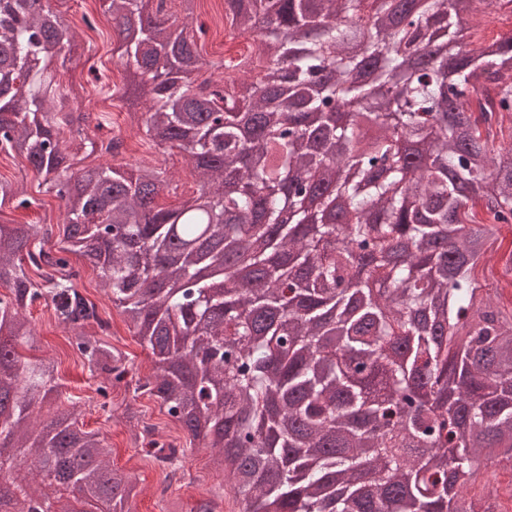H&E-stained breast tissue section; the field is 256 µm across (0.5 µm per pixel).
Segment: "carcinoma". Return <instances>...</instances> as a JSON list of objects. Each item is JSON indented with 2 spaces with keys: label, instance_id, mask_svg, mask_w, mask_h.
I'll return each instance as SVG.
<instances>
[{
  "label": "carcinoma",
  "instance_id": "carcinoma-1",
  "mask_svg": "<svg viewBox=\"0 0 512 512\" xmlns=\"http://www.w3.org/2000/svg\"><path fill=\"white\" fill-rule=\"evenodd\" d=\"M173 0H110L138 19L118 42L148 74L151 106L130 113L157 147L179 144L209 197L165 209L166 169L71 172L70 139L91 125L48 74L74 38L51 0H0V154L64 201L50 224H0V427L29 463L16 512L56 487L36 474L55 448L61 479L135 512V479L112 467L100 435L64 403L42 417L56 365L20 349L28 308L44 301L93 376L124 380L123 354L79 288L78 254L156 371L134 392L157 397L183 430L236 465L239 512H504L470 488L512 465V310L476 275L495 230L512 224V36L468 27L479 0H226L230 27L257 31L261 79L199 72L203 25L177 23ZM124 137L91 139L114 158ZM23 183L0 180V212L26 209ZM205 210L207 254L224 286L171 257L173 231ZM40 272L34 281L29 269ZM160 467L185 449L135 435Z\"/></svg>",
  "mask_w": 512,
  "mask_h": 512
}]
</instances>
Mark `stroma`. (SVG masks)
<instances>
[{
    "mask_svg": "<svg viewBox=\"0 0 512 512\" xmlns=\"http://www.w3.org/2000/svg\"><path fill=\"white\" fill-rule=\"evenodd\" d=\"M217 5L218 0H199L194 16L195 23L209 27L200 46L203 58L209 63L226 58L248 61L253 42L213 30ZM63 10L76 27L77 35L70 45L54 51L49 71L61 87L76 90L78 103L93 107L103 132H121L126 136L128 146L127 152L115 159L98 152L81 151L73 159L74 171L109 165L133 169L143 162L154 163L173 176L172 182L160 192L158 206L168 209L180 206L199 189L186 153L176 147L154 146L143 130L131 124L130 113L144 112L149 106L148 99L141 93L130 91L118 99L111 96L113 88L123 87L126 72L118 56L112 53L115 35L103 0H67ZM86 13L96 15V30L85 27L82 16ZM0 176L26 180L33 198L29 208L6 212L1 219L20 224L63 223V202L53 190L41 185L39 177L27 169L21 159L0 156ZM98 282L96 273L85 270L80 289L98 303L101 316L111 323L108 340L126 357L128 375L125 381L109 387L107 396L97 394L96 384L90 380L83 359L71 346L68 332L58 326L52 310L41 301L29 310L34 335L27 347L28 355L56 362L59 401L75 403L80 428L105 437L112 449L114 465L135 475L141 489L135 503L136 512H165L168 501L156 495V488L164 479L160 467L144 456L134 440L141 423L154 427L159 441L186 451L181 477L173 483L171 493V498L181 502L184 512H192L198 501L207 498L228 503L233 495L223 474L207 466L209 449L191 440L176 426L156 397L135 394L133 385L137 378L149 375L152 356L146 345L129 331L119 310L104 295ZM129 406L134 408L136 419L126 417L125 409Z\"/></svg>",
    "mask_w": 512,
    "mask_h": 512,
    "instance_id": "stroma-1",
    "label": "stroma"
}]
</instances>
